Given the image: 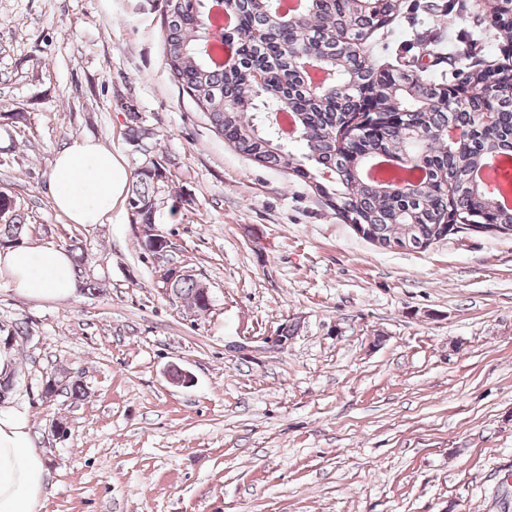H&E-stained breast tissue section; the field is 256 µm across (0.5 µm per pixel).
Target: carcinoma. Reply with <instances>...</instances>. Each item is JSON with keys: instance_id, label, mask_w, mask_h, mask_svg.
<instances>
[{"instance_id": "carcinoma-1", "label": "carcinoma", "mask_w": 512, "mask_h": 512, "mask_svg": "<svg viewBox=\"0 0 512 512\" xmlns=\"http://www.w3.org/2000/svg\"><path fill=\"white\" fill-rule=\"evenodd\" d=\"M204 0H165L163 44L170 74L204 112L211 126L228 142L255 162L269 168L288 169L314 187L330 206L350 224H362L372 240L389 246L393 242L412 249L448 231L446 220L470 212H493V227L512 233V208L498 205L499 193L475 198L465 191L473 173L491 167L505 157L512 158V95L502 101L486 136L477 145L454 147L436 137L428 141L424 177L405 190L392 195L367 170L381 162L400 159L405 132L385 126L378 141H365L357 149L337 140L346 137L358 118L354 104L347 98L336 100L331 85L311 87L296 70L288 46L301 44L319 54L328 46L341 45L343 59L335 70H352L365 80L374 78L379 69L364 53V45L373 32L390 26L397 14L399 0H375L373 14L363 13L361 0H302L298 10L286 15L280 11L281 0H229L235 29L224 37V49L231 53L230 65H218L212 52L200 48L203 30ZM476 54L457 56L461 80L477 91L489 90V82L499 67L483 66ZM266 68L265 84L258 87L254 71ZM415 79L419 98L407 99L412 124L417 127L453 118L462 125H478L482 119L481 99L458 106L453 113L419 112L434 93ZM291 109L298 125V137L306 149L297 158L272 140L262 116L256 110L259 98ZM127 135L129 141L144 146L155 139L139 113L129 106ZM166 155L155 153L132 176L128 207L135 224H152L159 205V189L172 176ZM335 173V180L323 183L324 170ZM0 209L11 214L10 223L0 225V247L20 243L28 231L20 203L11 195L0 193ZM161 291L173 302H184L199 312L209 309L195 280H161ZM29 335L25 323L3 330L0 346L9 349Z\"/></svg>"}]
</instances>
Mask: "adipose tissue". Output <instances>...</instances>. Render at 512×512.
<instances>
[{"label": "adipose tissue", "mask_w": 512, "mask_h": 512, "mask_svg": "<svg viewBox=\"0 0 512 512\" xmlns=\"http://www.w3.org/2000/svg\"><path fill=\"white\" fill-rule=\"evenodd\" d=\"M55 208L70 223L103 224L128 179L111 150L91 137L71 138L52 160ZM75 270L68 253L53 243L0 248V287L40 301L73 295ZM47 467L32 445L26 417L0 406V512H38Z\"/></svg>", "instance_id": "ef3b65f1"}]
</instances>
